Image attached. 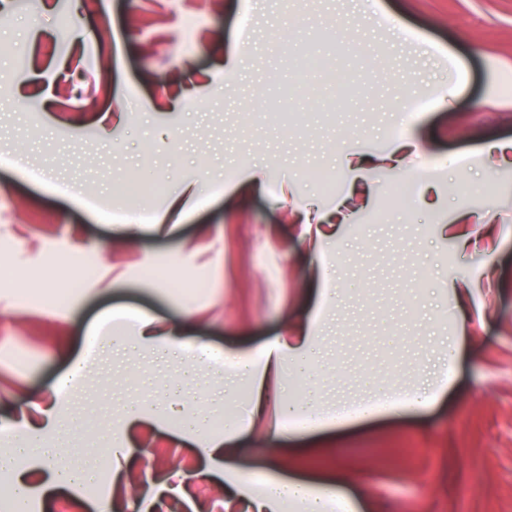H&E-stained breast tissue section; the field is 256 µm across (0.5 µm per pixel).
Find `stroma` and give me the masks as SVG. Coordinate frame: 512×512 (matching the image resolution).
<instances>
[{
	"instance_id": "stroma-1",
	"label": "stroma",
	"mask_w": 512,
	"mask_h": 512,
	"mask_svg": "<svg viewBox=\"0 0 512 512\" xmlns=\"http://www.w3.org/2000/svg\"><path fill=\"white\" fill-rule=\"evenodd\" d=\"M309 56L325 68L300 70ZM403 90L423 102L404 126ZM1 96L0 154L26 167L0 165L6 434L41 419L84 355L59 429L84 422L86 440L57 458L131 445L114 512H216L198 488L223 491L224 468L199 443L223 432L229 385L244 483L323 484L341 467L363 512H512V0H0ZM310 168L335 172V190ZM128 182L162 190L132 198ZM399 183L411 193L397 202ZM186 189L191 210L166 214ZM90 260L61 305L18 306ZM144 316L178 329L167 352L137 346ZM96 321L112 341L93 355ZM309 322L332 371L315 386L322 409L358 400L370 377L430 380L455 338L453 379L427 410L299 432L250 419L249 386L195 360L198 342L255 357ZM188 407L207 415L203 433L185 429ZM85 370V359L76 360L71 368L59 377L53 389L60 395H68V392L82 378Z\"/></svg>"
}]
</instances>
